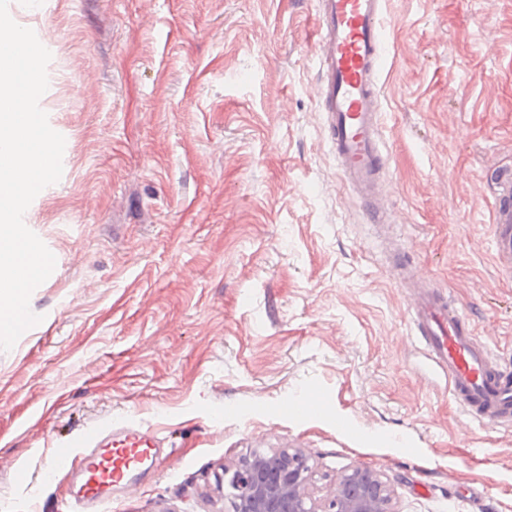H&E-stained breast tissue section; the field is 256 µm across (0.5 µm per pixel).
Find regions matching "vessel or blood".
<instances>
[{
    "instance_id": "1",
    "label": "vessel or blood",
    "mask_w": 512,
    "mask_h": 512,
    "mask_svg": "<svg viewBox=\"0 0 512 512\" xmlns=\"http://www.w3.org/2000/svg\"><path fill=\"white\" fill-rule=\"evenodd\" d=\"M386 0H317L318 99L326 141L342 182L370 224L390 223L382 186L388 154L382 138L378 75L385 60ZM491 234L501 273L512 276V167H492ZM392 276L411 301V321L449 394L472 421L512 427V366L476 335L470 319L434 284L417 278L406 253H395ZM163 433L137 422L108 421L66 436L54 449L53 471L72 480L75 512H105L117 495L148 482L162 464Z\"/></svg>"
}]
</instances>
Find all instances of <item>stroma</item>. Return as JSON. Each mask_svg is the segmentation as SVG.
<instances>
[{
    "instance_id": "1",
    "label": "stroma",
    "mask_w": 512,
    "mask_h": 512,
    "mask_svg": "<svg viewBox=\"0 0 512 512\" xmlns=\"http://www.w3.org/2000/svg\"><path fill=\"white\" fill-rule=\"evenodd\" d=\"M378 79L394 235L512 360L488 171L512 164V0H387ZM51 53L63 174L25 213L56 265L0 351V512H72L55 438L165 427L108 512H228L220 478L301 449L311 487L377 470L398 512H512V428L469 422L339 179L314 0H10ZM318 403L299 414L294 405Z\"/></svg>"
}]
</instances>
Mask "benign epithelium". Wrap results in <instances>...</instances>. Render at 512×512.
Returning a JSON list of instances; mask_svg holds the SVG:
<instances>
[{"instance_id": "benign-epithelium-1", "label": "benign epithelium", "mask_w": 512, "mask_h": 512, "mask_svg": "<svg viewBox=\"0 0 512 512\" xmlns=\"http://www.w3.org/2000/svg\"><path fill=\"white\" fill-rule=\"evenodd\" d=\"M307 456L298 448L254 454L224 479L232 512H396L376 471L340 475L323 497L311 491Z\"/></svg>"}]
</instances>
